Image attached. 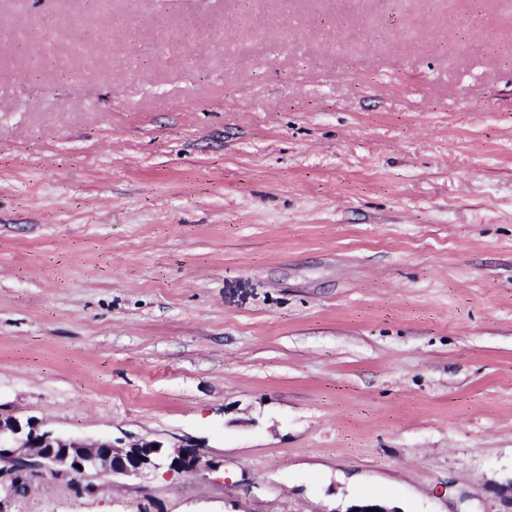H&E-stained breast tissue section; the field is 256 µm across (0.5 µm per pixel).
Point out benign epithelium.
Returning a JSON list of instances; mask_svg holds the SVG:
<instances>
[{"label":"benign epithelium","instance_id":"benign-epithelium-1","mask_svg":"<svg viewBox=\"0 0 512 512\" xmlns=\"http://www.w3.org/2000/svg\"><path fill=\"white\" fill-rule=\"evenodd\" d=\"M163 467L178 473H198L202 467L200 447L186 444L175 455L164 457L152 441L141 440L126 448L110 440L86 443L0 416V492L7 497L27 486V477L33 475L74 477L102 470L140 478Z\"/></svg>","mask_w":512,"mask_h":512}]
</instances>
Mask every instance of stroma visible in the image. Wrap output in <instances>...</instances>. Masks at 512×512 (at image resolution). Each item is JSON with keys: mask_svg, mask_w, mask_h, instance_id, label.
Segmentation results:
<instances>
[{"mask_svg": "<svg viewBox=\"0 0 512 512\" xmlns=\"http://www.w3.org/2000/svg\"><path fill=\"white\" fill-rule=\"evenodd\" d=\"M0 415L217 464L0 512H502L512 0H0Z\"/></svg>", "mask_w": 512, "mask_h": 512, "instance_id": "35a3bbf8", "label": "stroma"}]
</instances>
